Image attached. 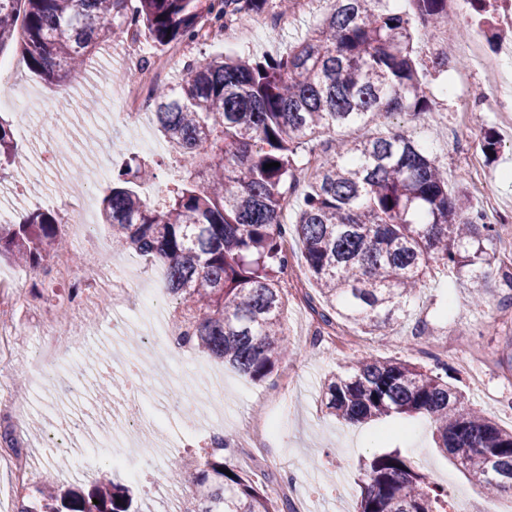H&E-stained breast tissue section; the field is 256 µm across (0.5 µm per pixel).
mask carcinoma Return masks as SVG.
Segmentation results:
<instances>
[{
    "label": "carcinoma",
    "mask_w": 512,
    "mask_h": 512,
    "mask_svg": "<svg viewBox=\"0 0 512 512\" xmlns=\"http://www.w3.org/2000/svg\"><path fill=\"white\" fill-rule=\"evenodd\" d=\"M287 0H0V48L17 39L29 69L47 84L79 74L102 45L130 27L155 44L198 39L203 25L286 11ZM392 0H333L322 23L278 58L215 57L184 67L174 86L153 90L155 122L183 161V176L155 206L139 187L156 162L134 154L112 170L102 199L112 243L161 263L176 300L174 340L260 382L288 350L281 275L284 239L303 246L305 273L326 311L369 334L404 318L433 266L486 281L494 242L512 234L486 224L447 172L400 131L340 140L308 175L299 213L282 223L288 189L301 183L299 158L338 127L381 125L402 112L429 110L414 58L409 20ZM425 27L448 19V0H412ZM491 37L499 0H468ZM272 162L279 166L270 169ZM22 163L12 123L0 115V171ZM62 219L37 208L0 222V260L36 271L61 251ZM402 359L360 356L327 375L321 402L349 423L427 414L436 445L476 476L486 499L512 494V431H504L448 383V375ZM216 435L197 462L189 512H293L291 502L253 481L224 456ZM231 475H226L225 471ZM357 512H448L437 486L397 449L360 461ZM98 503H93V500ZM16 512H140L128 490L109 480L89 494L45 492Z\"/></svg>",
    "instance_id": "cac0c4a2"
}]
</instances>
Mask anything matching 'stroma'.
I'll return each instance as SVG.
<instances>
[{
  "label": "stroma",
  "instance_id": "stroma-1",
  "mask_svg": "<svg viewBox=\"0 0 512 512\" xmlns=\"http://www.w3.org/2000/svg\"><path fill=\"white\" fill-rule=\"evenodd\" d=\"M331 0H305L280 21L275 31L254 32L243 40L218 48L192 42L181 46L178 59L166 67L163 83L173 85L181 78L185 64L213 58L225 51L257 59L287 53L290 46L310 34L328 13ZM452 30L448 43L454 59L446 72H428L429 111L403 113L392 117V127L412 135L426 145L438 164L448 171L449 185L462 186L473 205L487 211L488 197L512 206V131L503 127L496 114L485 106L489 87L463 51L477 23L472 10L450 16ZM146 31L137 41L105 46L94 61L74 79L47 84L28 69L18 45L0 50V59L15 66L13 75L0 85V115L12 121L19 148L27 163L23 168L0 173V210L16 221L36 208L50 207V197L58 190L57 174L43 169L42 158L54 151L60 156L72 192L89 191L92 197L89 222L94 239L72 242L75 254L121 262L134 281L163 282L161 267L128 250H116L105 225L100 222V201L107 193L109 179L99 178V170H112L122 155L114 143L133 147L140 128L152 127L151 114L127 117L125 124L113 126L112 114L119 111L121 91L114 83L115 71L132 73L140 63L139 46L147 42ZM15 99L27 100L20 111ZM490 129L501 142L494 160L482 163V185H475L470 163L480 155L478 129ZM502 271L494 269L484 285V301L475 305L476 285L467 274L432 270L423 280L410 304V314L392 330L364 337L363 351L377 357H409L430 365L436 343L446 342L450 351L444 363L448 375L463 395L499 427L512 429V371L501 366L504 340L512 332V306L504 305ZM124 335H113L107 325L90 328L79 353L88 364L87 389L69 397L54 396L49 390L30 384L23 369L10 372L12 382L25 386L30 422L39 428L60 412H74L94 419L100 401L97 388L102 380L99 364L111 362L112 408L116 415L139 413L141 418L158 420V437L142 441L143 471L134 490L143 512H163L161 500L148 499L150 485L169 483L170 472L181 470L183 456L198 455L195 447H185L189 427L214 422L233 444V454L245 473L267 468L273 484L295 476L296 486L289 498L301 502L305 512H354L360 495L358 470L364 456L381 447H397L414 460L430 478L447 486L449 499H462L471 512H480L484 493L478 480L463 473L442 455L434 440L435 426L426 415L393 416L358 424L329 415L320 402V380L326 372L338 370L353 359L355 352L344 348L329 350L312 346L305 336V317L297 302H289L285 313V333L298 353L296 373L287 364L261 382H251L231 369L187 349L170 353L151 332L147 322L129 321ZM145 367V392L131 393L130 372ZM223 380V389L213 386ZM180 387L189 397L191 416L175 413L166 400L168 386ZM267 426L263 453L246 448L253 426ZM80 447L53 449L59 458L63 483L89 492L96 481L111 478L124 481L123 472L113 463V448L99 451L91 473H82Z\"/></svg>",
  "mask_w": 512,
  "mask_h": 512
}]
</instances>
